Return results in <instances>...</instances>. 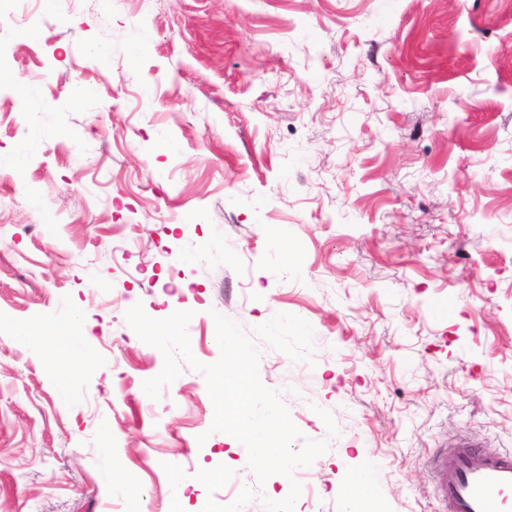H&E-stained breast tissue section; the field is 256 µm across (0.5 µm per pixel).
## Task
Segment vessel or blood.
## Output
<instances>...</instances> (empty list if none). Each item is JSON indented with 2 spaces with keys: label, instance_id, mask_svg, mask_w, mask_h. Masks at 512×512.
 <instances>
[{
  "label": "vessel or blood",
  "instance_id": "1",
  "mask_svg": "<svg viewBox=\"0 0 512 512\" xmlns=\"http://www.w3.org/2000/svg\"><path fill=\"white\" fill-rule=\"evenodd\" d=\"M430 471L441 512H512V453L458 444L437 449Z\"/></svg>",
  "mask_w": 512,
  "mask_h": 512
}]
</instances>
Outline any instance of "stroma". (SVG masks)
<instances>
[{
    "instance_id": "35a3bbf8",
    "label": "stroma",
    "mask_w": 512,
    "mask_h": 512,
    "mask_svg": "<svg viewBox=\"0 0 512 512\" xmlns=\"http://www.w3.org/2000/svg\"><path fill=\"white\" fill-rule=\"evenodd\" d=\"M0 54V512H346L367 461L441 512L437 449L512 452V0H73ZM138 303L204 364L236 322L328 452L257 483ZM85 316L82 313L75 312L74 317L71 319V322L60 326L57 329H54L53 335L51 336H36L39 334L35 333H26L23 334V340H32V341H49L51 339L54 346L57 348L63 343L69 342L74 343L82 340V336L80 335L85 330Z\"/></svg>"
}]
</instances>
